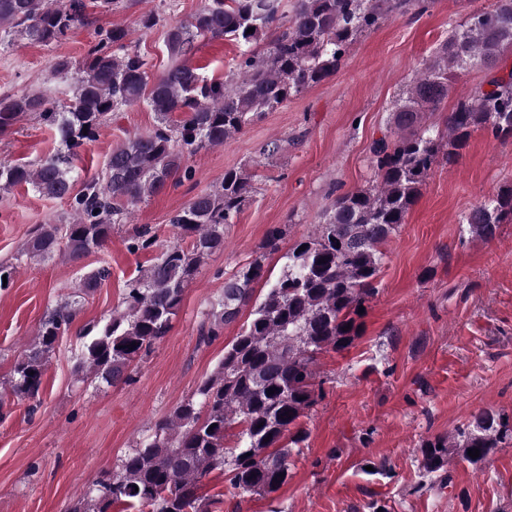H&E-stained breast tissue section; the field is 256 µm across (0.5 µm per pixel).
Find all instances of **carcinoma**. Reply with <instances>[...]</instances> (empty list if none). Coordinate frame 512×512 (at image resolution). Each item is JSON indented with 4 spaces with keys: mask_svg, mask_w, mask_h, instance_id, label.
<instances>
[{
    "mask_svg": "<svg viewBox=\"0 0 512 512\" xmlns=\"http://www.w3.org/2000/svg\"><path fill=\"white\" fill-rule=\"evenodd\" d=\"M425 0H206L187 24L165 35L170 61L154 77L144 55L128 42L121 25L98 28V41L73 64L56 62L53 71L69 81L68 99L55 104L42 91L0 94V135L32 116L54 131L56 153L39 164L0 162V190L29 185L38 194L66 200L77 212L68 224H44L27 244L31 259L60 254L70 261L106 248L112 225L123 224L146 197L168 185L185 156L224 145L255 118L320 83L342 67L350 46L395 14ZM107 16L122 0H0V46L17 34L43 45L64 40L91 13ZM253 33H247L250 28ZM238 44L234 73L208 79L188 61L205 40ZM512 50V0L471 14L451 29L448 39L426 59L395 101L386 133L373 143V179L339 194L315 230L283 255L281 276L259 298L254 285L264 278L261 253L224 279V293L209 312L205 339L217 336L237 314L253 304L251 319L224 346L217 373L156 424L153 434L131 449L117 469L105 471L69 512H112L122 504L138 512H208L198 483L215 469L231 486L249 494H270L288 481L291 448L304 442L291 427L323 398L316 383L315 358L336 352L360 336L359 307L375 294L374 282L386 257L381 246L406 216L434 169L454 163L472 132L485 129L501 143L512 142V67L503 63ZM480 67L489 79L460 98L444 127L433 129L457 72ZM155 114L152 130L135 134L110 153L103 176L77 182L78 149L94 141L112 116L136 104ZM253 174L246 168L224 171L216 186L194 196L169 223L190 247H168L130 285L126 311L112 317L82 349L78 367L114 386L132 380L131 363L167 335L185 288L202 263L224 250V228L235 223L252 198ZM512 220V185L472 208L462 219L471 236L490 241L499 224ZM153 244L147 228L133 230L130 251ZM306 249H301V246ZM109 274L102 266L80 284L88 294ZM78 301L65 300L40 323L30 348L14 365L10 391L35 396L59 339L70 328ZM349 330H344L345 326ZM241 430L233 447L227 431ZM288 445H280L284 437ZM269 441H264V438ZM512 443V417L482 410L459 425L453 437L437 436L421 447L422 475L444 492L450 485V449H462L472 464ZM476 448L479 457L468 450Z\"/></svg>",
    "mask_w": 512,
    "mask_h": 512,
    "instance_id": "cac0c4a2",
    "label": "carcinoma"
}]
</instances>
